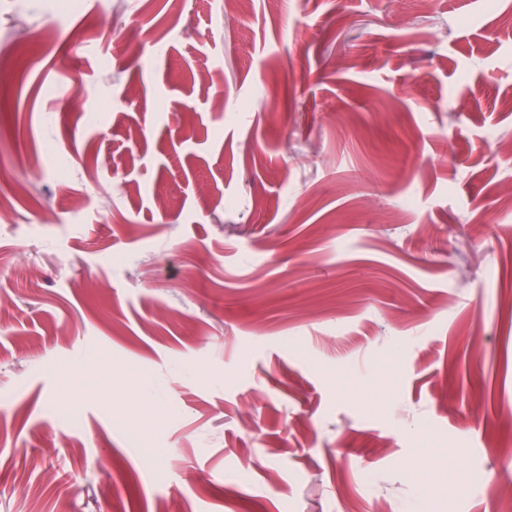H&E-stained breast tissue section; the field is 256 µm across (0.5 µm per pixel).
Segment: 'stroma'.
Returning a JSON list of instances; mask_svg holds the SVG:
<instances>
[{
    "mask_svg": "<svg viewBox=\"0 0 512 512\" xmlns=\"http://www.w3.org/2000/svg\"><path fill=\"white\" fill-rule=\"evenodd\" d=\"M52 2L0 0V512L511 492L512 0Z\"/></svg>",
    "mask_w": 512,
    "mask_h": 512,
    "instance_id": "stroma-1",
    "label": "stroma"
}]
</instances>
